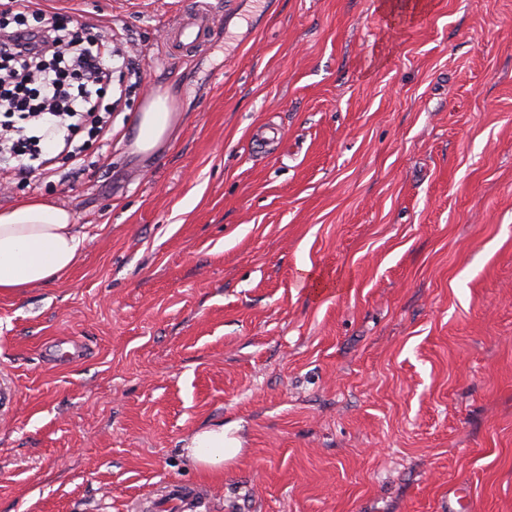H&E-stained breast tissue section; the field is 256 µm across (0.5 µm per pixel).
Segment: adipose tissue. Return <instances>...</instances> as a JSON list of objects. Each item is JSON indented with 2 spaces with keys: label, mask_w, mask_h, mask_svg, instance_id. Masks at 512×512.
<instances>
[{
  "label": "adipose tissue",
  "mask_w": 512,
  "mask_h": 512,
  "mask_svg": "<svg viewBox=\"0 0 512 512\" xmlns=\"http://www.w3.org/2000/svg\"><path fill=\"white\" fill-rule=\"evenodd\" d=\"M178 119L167 97L149 99L131 134L134 153L148 155L162 147ZM87 238L83 225L49 200L31 198L1 209L0 293H18L63 277L79 260ZM186 451L193 464L208 474L222 472L225 462L239 453L220 423L197 431Z\"/></svg>",
  "instance_id": "1"
}]
</instances>
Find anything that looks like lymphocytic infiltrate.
I'll return each mask as SVG.
<instances>
[{
	"label": "lymphocytic infiltrate",
	"mask_w": 512,
	"mask_h": 512,
	"mask_svg": "<svg viewBox=\"0 0 512 512\" xmlns=\"http://www.w3.org/2000/svg\"><path fill=\"white\" fill-rule=\"evenodd\" d=\"M124 52L107 35L77 37L36 0H0V186L87 167V138L112 131V59Z\"/></svg>",
	"instance_id": "obj_1"
}]
</instances>
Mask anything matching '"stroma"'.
Wrapping results in <instances>:
<instances>
[{
    "instance_id": "35a3bbf8",
    "label": "stroma",
    "mask_w": 512,
    "mask_h": 512,
    "mask_svg": "<svg viewBox=\"0 0 512 512\" xmlns=\"http://www.w3.org/2000/svg\"><path fill=\"white\" fill-rule=\"evenodd\" d=\"M187 2L53 7L130 39L142 83L95 168L0 193L88 234L0 293V512L167 481L210 512H512V0H240L178 60ZM153 95L180 121L135 155ZM218 421L214 478L184 447Z\"/></svg>"
}]
</instances>
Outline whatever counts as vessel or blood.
Returning a JSON list of instances; mask_svg holds the SVG:
<instances>
[{
	"label": "vessel or blood",
	"instance_id": "1",
	"mask_svg": "<svg viewBox=\"0 0 512 512\" xmlns=\"http://www.w3.org/2000/svg\"><path fill=\"white\" fill-rule=\"evenodd\" d=\"M235 6L236 0H207L206 4H195L189 15L168 28L164 39L168 55L180 59L188 52L202 49ZM205 505L195 484L171 482L166 485L163 495L153 502L152 508L154 512H200Z\"/></svg>",
	"mask_w": 512,
	"mask_h": 512
}]
</instances>
